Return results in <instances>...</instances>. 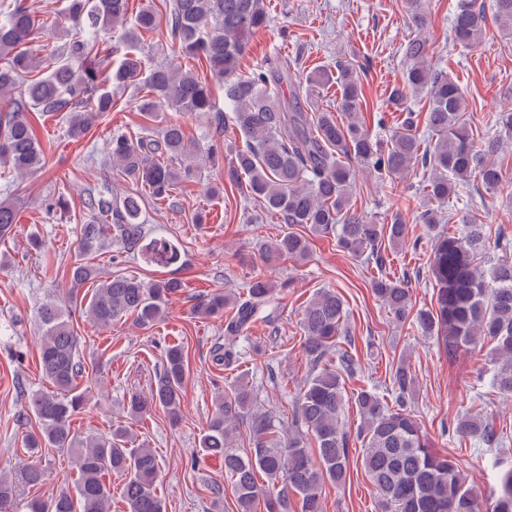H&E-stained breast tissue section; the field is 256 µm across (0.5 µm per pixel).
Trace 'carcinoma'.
I'll return each instance as SVG.
<instances>
[{
  "instance_id": "carcinoma-1",
  "label": "carcinoma",
  "mask_w": 512,
  "mask_h": 512,
  "mask_svg": "<svg viewBox=\"0 0 512 512\" xmlns=\"http://www.w3.org/2000/svg\"><path fill=\"white\" fill-rule=\"evenodd\" d=\"M64 12L71 26L61 44L47 42L44 55L29 48L37 35L55 30L50 14H37L27 0H0V167L9 193L0 198V238L17 224L25 203L18 178L42 170L45 154L29 121L33 111L64 113L68 136L84 139L96 119L112 111L113 91L143 80L146 93L137 111L147 120L140 133L131 136L117 130L107 143L108 164L124 180L137 186L119 192L106 180L85 190L83 205L88 219L80 227V248L85 253L101 250L106 242L118 243L123 252L148 265L168 268L181 259L179 247L168 237L152 235L143 219L144 198L170 200L175 187L197 168L201 147L186 139L181 124L155 122L172 108L203 119L213 136L224 135L230 118L244 139V146L224 169L234 185H244L260 208L277 215L284 224H306L316 236L331 235L337 247L357 259L385 266L386 245L405 242L407 224L401 215L387 224H376L351 211L354 183L348 160L357 158L379 175L393 178L419 162L432 171L425 195L432 201L419 219L434 231L431 273L435 304L412 312L411 295L404 282L381 275L372 281L375 296L398 322L412 319L424 334L441 340L446 353L464 347L492 343V385L512 394V241L498 233L495 241L482 224H463L448 231L439 228L445 214L439 205L460 198V188L477 177L485 189L502 187L501 164L492 159L503 144L512 142V111L494 116L497 137L481 153L475 148L472 126L463 119L465 94L456 77L431 62L429 43L423 35L426 18L420 0H408V17L417 30L402 48L406 71L390 100L405 104L423 93L429 99L426 114L428 138L416 131L407 113L393 133L390 147L382 151L359 122L363 98L355 66L339 63L340 122L329 111H307L299 93L292 103L281 97L282 87L292 83L286 56L267 58L249 74L239 73V62L253 35L269 22L264 0H162L141 8L133 25H127L128 0H65ZM495 19L512 35V0H494ZM486 24L478 0H459L450 25L454 45L468 48L477 42ZM165 26L171 41L184 55L205 64L224 92V107L217 104L211 85L192 70L175 62L155 63L142 48L144 37ZM121 28V53L112 66L113 47L103 33ZM51 65L42 73L44 63ZM332 73L318 69L306 77L305 95L327 85ZM213 164L223 156L210 150ZM265 258L302 262L310 253L309 240L289 231L260 247ZM70 296L85 284L93 285L84 305L89 322L109 327L131 317L150 328L164 315L169 298L183 288L177 278L146 282L135 275L103 278L95 267L76 262L69 271ZM276 286L256 274L246 285V295H203L192 307L200 318L224 316V339L233 341L258 320L276 313ZM344 301L331 289L317 291L302 314L303 351L313 373L301 388L291 421L276 418L260 408L257 396L242 381L215 397L213 409L200 439L207 455L224 458L238 512H252L260 496H266L268 512H290V495L298 497L300 512H323L326 483L343 485L349 470L351 433L346 429V406L353 404L360 423L356 439L363 451V466L383 512H480L468 475L449 456L431 448L406 406L413 398L414 377L403 362L392 377L395 404L360 388L350 394L346 381L357 373L350 353L339 347ZM40 369L46 386L32 392L29 410L39 432L27 438V447L68 451L77 472L75 492L62 489L47 498L34 497L29 512H110L112 490L107 476L120 473L125 483L119 496L123 512H166L155 482L160 468L157 455L146 445L132 444L125 425L115 424L106 435L81 437L73 419L88 405L87 390L79 389L84 365L80 341L70 313L56 299L38 312ZM213 361L230 367L237 362L233 347L219 346ZM188 370L184 347L166 349L163 370L146 393L128 398L127 413L141 420L162 409L178 421ZM250 430V447L243 453L230 450L237 425ZM457 435L492 444L496 432L481 413L458 416ZM316 445L313 459L306 440ZM266 477V484L258 481ZM47 469L42 461L28 464L14 476L0 475V512H15L18 486H43ZM493 512H512V469L500 474Z\"/></svg>"
}]
</instances>
